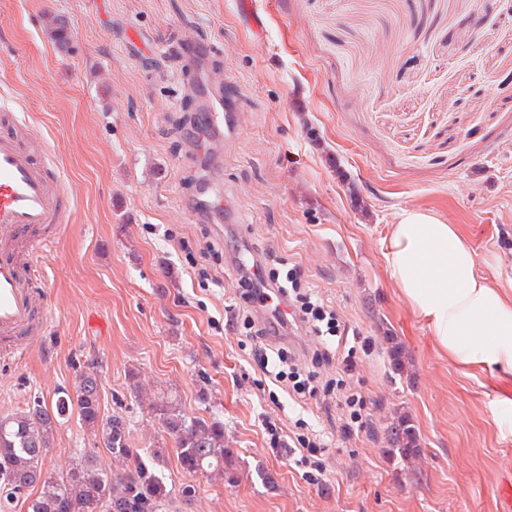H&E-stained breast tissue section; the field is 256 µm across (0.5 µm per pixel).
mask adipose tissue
Wrapping results in <instances>:
<instances>
[{"label": "adipose tissue", "mask_w": 512, "mask_h": 512, "mask_svg": "<svg viewBox=\"0 0 512 512\" xmlns=\"http://www.w3.org/2000/svg\"><path fill=\"white\" fill-rule=\"evenodd\" d=\"M384 257L389 278L450 361L512 374V296L480 272L458 225L401 210Z\"/></svg>", "instance_id": "ef3b65f1"}]
</instances>
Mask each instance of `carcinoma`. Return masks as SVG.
<instances>
[{"instance_id": "cac0c4a2", "label": "carcinoma", "mask_w": 512, "mask_h": 512, "mask_svg": "<svg viewBox=\"0 0 512 512\" xmlns=\"http://www.w3.org/2000/svg\"><path fill=\"white\" fill-rule=\"evenodd\" d=\"M99 392L97 371H82L75 395L59 397L55 406L35 399L23 410L0 416V485L10 486L8 494H0V512H12L20 500L27 512H181L180 505L194 497L189 485L175 494L156 470L167 449L158 446L143 457L132 446L124 417L100 416ZM73 407L112 457V474L100 468L92 452L82 453L60 475L45 469L60 419ZM150 408L174 440L183 469L224 474L231 453L225 445L224 425L188 414L176 399L165 395L155 398ZM390 445V451L403 458L419 452L416 431L407 417L399 416L393 423Z\"/></svg>"}]
</instances>
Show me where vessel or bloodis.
Wrapping results in <instances>:
<instances>
[{
	"label": "vessel or blood",
	"mask_w": 512,
	"mask_h": 512,
	"mask_svg": "<svg viewBox=\"0 0 512 512\" xmlns=\"http://www.w3.org/2000/svg\"><path fill=\"white\" fill-rule=\"evenodd\" d=\"M214 129L237 128L231 95L205 106ZM74 190L41 133L18 112L0 113V354L17 357L49 320L41 251L75 221Z\"/></svg>",
	"instance_id": "vessel-or-blood-1"
}]
</instances>
